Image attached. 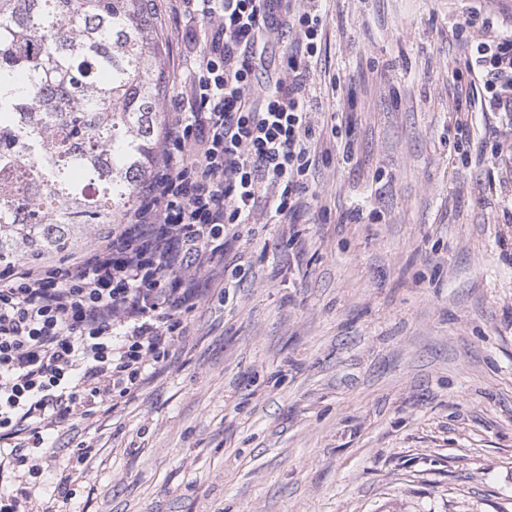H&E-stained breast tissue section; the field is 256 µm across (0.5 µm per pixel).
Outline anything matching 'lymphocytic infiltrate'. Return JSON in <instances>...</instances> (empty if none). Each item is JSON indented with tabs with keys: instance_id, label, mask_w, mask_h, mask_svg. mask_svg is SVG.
Masks as SVG:
<instances>
[{
	"instance_id": "obj_1",
	"label": "lymphocytic infiltrate",
	"mask_w": 512,
	"mask_h": 512,
	"mask_svg": "<svg viewBox=\"0 0 512 512\" xmlns=\"http://www.w3.org/2000/svg\"><path fill=\"white\" fill-rule=\"evenodd\" d=\"M199 24L189 98L168 115L141 203L83 254L0 270V512H32L17 472L37 476L49 433L134 395L149 367L188 334L199 298L187 269L224 258L257 211L295 218L311 191L307 88L325 20L279 0H182ZM295 33L282 77L258 75L272 35ZM484 107L512 116V39L477 47Z\"/></svg>"
}]
</instances>
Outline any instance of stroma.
<instances>
[{"mask_svg": "<svg viewBox=\"0 0 512 512\" xmlns=\"http://www.w3.org/2000/svg\"><path fill=\"white\" fill-rule=\"evenodd\" d=\"M319 7L315 197L242 225L150 380L50 434L39 512H512V129L464 64L512 0ZM89 453L86 451L85 453L81 452V455L78 457L77 461L80 465H84L81 469H74L71 466L69 472L62 476L60 482L58 484V494L62 498V503H67L71 500V496L73 494V489H70V486L77 482L80 479H85L89 472L93 469V465L89 462L91 461Z\"/></svg>", "mask_w": 512, "mask_h": 512, "instance_id": "35a3bbf8", "label": "stroma"}]
</instances>
